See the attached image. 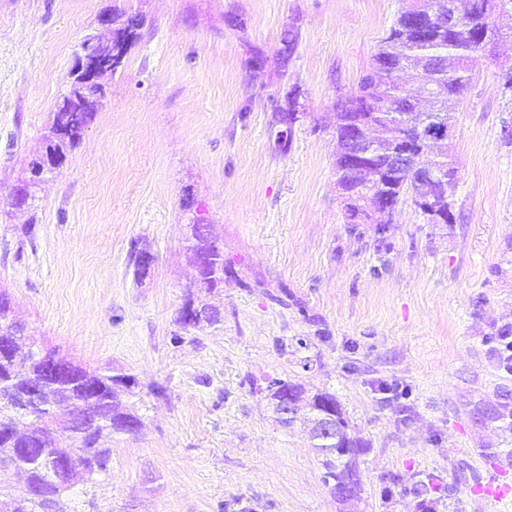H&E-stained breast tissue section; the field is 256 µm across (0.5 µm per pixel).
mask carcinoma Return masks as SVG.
I'll list each match as a JSON object with an SVG mask.
<instances>
[{
  "label": "carcinoma",
  "mask_w": 512,
  "mask_h": 512,
  "mask_svg": "<svg viewBox=\"0 0 512 512\" xmlns=\"http://www.w3.org/2000/svg\"><path fill=\"white\" fill-rule=\"evenodd\" d=\"M435 11L423 15L429 30L419 37L410 14L399 13L382 39L372 69L360 80L357 90L336 104L335 135L338 143L348 140L357 117L372 126L371 164L381 176L391 202L399 205L413 202L421 192L418 174L410 171L385 172L389 152L418 136V130L441 124H456L457 107L471 83L470 61L478 52L477 45L494 38L498 29L491 15L496 0H473L466 14L465 29L448 27V0H422ZM85 45L115 67L111 53L126 50L128 38L120 28L112 42L94 38ZM451 59L452 74L438 67V62ZM92 116L90 112L67 109L55 112L46 136L47 146L63 151L75 147L80 130ZM348 153L336 154L337 185L347 201L349 216H354V202L376 188L367 184L347 163ZM191 250L208 255L196 269V288L214 294L224 287V254L213 250L209 233L200 225L192 228ZM20 321L10 299L0 294V344L11 336ZM48 357L39 361L20 354L19 343L11 351L0 348V485L5 475L25 474L35 495L23 494L11 502L10 512H65L62 495L74 483L87 480L107 468L109 449L101 440L114 433H131L140 424L135 403V379L126 374L91 371L46 348ZM266 392L281 413L282 398L298 388L287 380L267 377ZM330 403L335 420L330 431H319L323 422L321 405ZM312 413L311 434L314 448L323 456L324 481H333V490L351 495L359 484L355 465L342 461L357 448L347 433V422L336 398L316 394L309 401ZM65 423L71 448H60L48 427V421Z\"/></svg>",
  "instance_id": "carcinoma-1"
}]
</instances>
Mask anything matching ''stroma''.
Here are the masks:
<instances>
[{
    "label": "stroma",
    "mask_w": 512,
    "mask_h": 512,
    "mask_svg": "<svg viewBox=\"0 0 512 512\" xmlns=\"http://www.w3.org/2000/svg\"><path fill=\"white\" fill-rule=\"evenodd\" d=\"M404 0H0V287L29 334L136 377L139 429L66 512H512V29L479 51L450 151L455 223L413 202L385 234L336 184L337 100ZM138 14L79 144L33 176L101 15ZM298 34L280 55L286 30ZM298 119L277 148V116ZM33 181L31 206L16 207ZM224 252L216 325L183 329L196 220ZM151 253L134 274L130 242ZM334 395L358 443L339 497L260 386Z\"/></svg>",
    "instance_id": "35a3bbf8"
}]
</instances>
